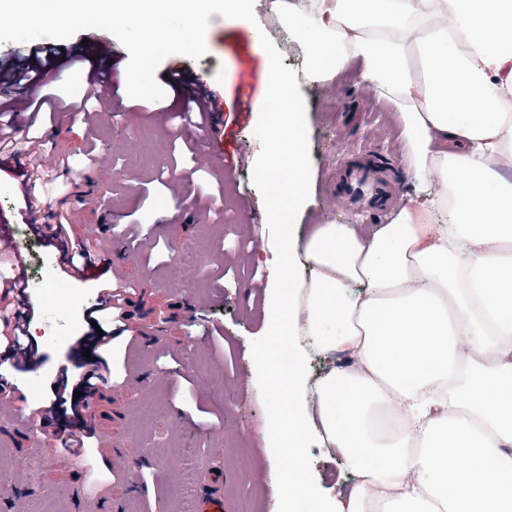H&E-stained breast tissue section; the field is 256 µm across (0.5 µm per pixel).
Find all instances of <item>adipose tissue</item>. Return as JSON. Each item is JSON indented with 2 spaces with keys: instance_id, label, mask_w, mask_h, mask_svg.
Listing matches in <instances>:
<instances>
[{
  "instance_id": "1",
  "label": "adipose tissue",
  "mask_w": 512,
  "mask_h": 512,
  "mask_svg": "<svg viewBox=\"0 0 512 512\" xmlns=\"http://www.w3.org/2000/svg\"><path fill=\"white\" fill-rule=\"evenodd\" d=\"M304 17L309 76L358 61L400 120L414 192L369 235L316 225L259 361L283 400L280 512H512V0H274ZM313 275H297V255ZM316 350L330 367L309 384ZM346 365H336L337 355ZM325 440L357 481L321 497L291 467Z\"/></svg>"
}]
</instances>
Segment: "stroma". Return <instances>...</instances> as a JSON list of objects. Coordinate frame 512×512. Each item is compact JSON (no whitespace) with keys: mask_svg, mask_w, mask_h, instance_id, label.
Wrapping results in <instances>:
<instances>
[{"mask_svg":"<svg viewBox=\"0 0 512 512\" xmlns=\"http://www.w3.org/2000/svg\"><path fill=\"white\" fill-rule=\"evenodd\" d=\"M254 12L261 28L295 71L306 65L301 17L274 18L262 5ZM112 45L114 65L125 70L129 53L113 35L88 29L65 40L38 38L0 43V61L38 48L37 67L52 78L42 94L75 98L86 86L100 42ZM208 52L186 59L191 75L224 100L220 140L244 146L249 162L237 165L226 153L190 162L185 152H204L205 131L181 114L182 99L163 75L176 63L168 56L156 72L165 95L154 112H129L125 96L108 99L95 128L82 114L57 113L41 128L50 156H66L71 170L54 186H39L30 209L21 172L26 154L0 153V225H7L25 255L22 276L33 309L28 330L38 336L40 365L15 375L27 407L49 403L48 382L67 359L73 339L84 335L85 307L93 305L103 278L68 276L59 252L41 238L36 224L46 214L69 215L74 240L90 243L99 261L112 263L134 292L125 311L128 332L112 341V377L97 397L88 458L37 445L31 427L0 413V512H194L212 474H220L227 512H277L280 491L267 450L276 442L272 424L278 399L254 369L269 330L264 287L274 284L276 251L262 195L253 182L260 144L254 135L269 71L259 41L242 40L240 26L212 14ZM253 90L251 112L236 117L241 83ZM311 158L309 197L295 220L305 240L312 225L330 221L370 230L381 216L333 204L338 176L354 164L381 158L395 195L411 189L400 161L393 109L360 82L356 67L324 82L301 81ZM334 111L322 108L324 101ZM98 206L86 205L89 195ZM182 199L171 210L168 197ZM80 293L83 306L52 301L49 288ZM223 334L231 359L213 348ZM301 460L306 476L323 491L349 487L342 459L317 440Z\"/></svg>","mask_w":512,"mask_h":512,"instance_id":"obj_1","label":"stroma"}]
</instances>
